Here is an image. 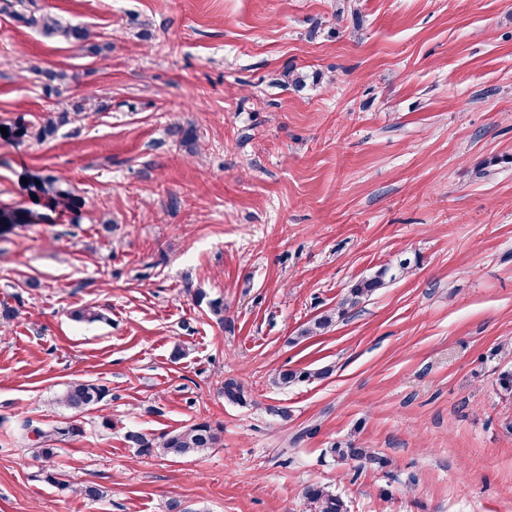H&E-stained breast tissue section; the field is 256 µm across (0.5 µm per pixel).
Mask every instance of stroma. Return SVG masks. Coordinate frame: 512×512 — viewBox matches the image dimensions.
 Instances as JSON below:
<instances>
[{
  "mask_svg": "<svg viewBox=\"0 0 512 512\" xmlns=\"http://www.w3.org/2000/svg\"><path fill=\"white\" fill-rule=\"evenodd\" d=\"M29 2L101 50L0 0V207L29 214L0 224V512H309L311 484L348 512H512V0ZM87 96L102 111L73 115ZM47 174L76 210L36 193ZM286 368L312 377L279 389ZM76 378L109 394L48 462L63 490L17 436L68 421L53 399ZM200 419L222 441L187 460L125 440ZM17 15L30 27L39 28L46 34L57 36L68 43L86 44L92 36L87 28L66 23L50 12ZM397 274L393 273V268L384 265L379 268L372 276L362 278L352 284L342 297L338 306V314L343 315L348 308L357 306L364 298L368 297L378 288H382L387 281H393Z\"/></svg>",
  "mask_w": 512,
  "mask_h": 512,
  "instance_id": "obj_1",
  "label": "stroma"
}]
</instances>
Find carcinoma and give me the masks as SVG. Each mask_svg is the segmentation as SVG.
<instances>
[{"label":"carcinoma","instance_id":"1","mask_svg":"<svg viewBox=\"0 0 512 512\" xmlns=\"http://www.w3.org/2000/svg\"><path fill=\"white\" fill-rule=\"evenodd\" d=\"M20 18L29 26L39 28L43 32L57 36L63 41L75 44H86L90 41L92 33L85 27L66 23L50 12L29 15H20ZM40 75L47 80L45 86L48 90L60 92V87L65 85L68 76L63 71L44 70ZM70 121L69 113L61 112L57 116H50L40 126L36 136L43 140L55 133L58 126ZM39 184L35 185L37 192L54 196L56 205L71 209L76 206L77 200L70 192L57 186V179L47 175L38 178ZM396 278L393 268L384 265L372 276L362 278L352 284L342 297L338 306V313L344 314L347 309L357 306L364 298L375 290L383 287L387 282ZM335 313L328 311L315 317L300 333L302 337L315 336L332 326ZM325 372H297L283 370L278 372L273 382L276 386L287 388L311 377L321 378ZM108 389L100 384L85 380H72L65 384L57 394L55 404L73 411L75 414L83 413L90 408L99 405L107 396ZM224 400L233 404L246 403V391L241 384L234 379L224 380L221 387ZM23 429L33 434L36 438V448L39 455L46 461L53 458L56 448L55 443L82 433L81 427L70 421L62 422L49 427L33 425L29 420L24 421ZM223 428L212 425L201 419L179 430L164 432L157 436H148L137 430H129L125 439L137 438L134 445L140 455H163L173 458H184L217 447L221 442ZM332 451L343 458L357 461L371 460L373 456L365 448H354L340 445L332 448ZM310 507V512H347V507L342 498L323 486L309 485L304 491Z\"/></svg>","mask_w":512,"mask_h":512}]
</instances>
